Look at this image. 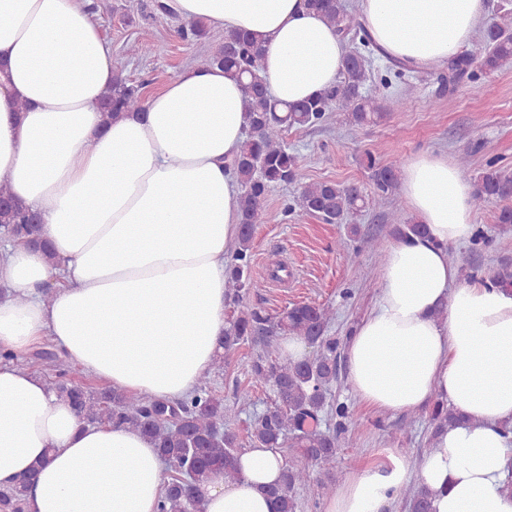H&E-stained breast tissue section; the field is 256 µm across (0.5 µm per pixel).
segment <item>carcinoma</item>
<instances>
[{
  "instance_id": "1",
  "label": "carcinoma",
  "mask_w": 512,
  "mask_h": 512,
  "mask_svg": "<svg viewBox=\"0 0 512 512\" xmlns=\"http://www.w3.org/2000/svg\"><path fill=\"white\" fill-rule=\"evenodd\" d=\"M307 6L332 24L340 37L359 40L344 61L340 80L315 97L293 105L280 106L265 87L264 48L261 40L245 32H226L224 41L205 57V63L217 65L235 76L248 78L245 118L247 135L232 162L241 185L240 235L230 261L228 294L236 305V316L224 331V356L241 343L260 338L270 345L278 336L295 335L315 348L314 356L293 362L259 354L250 364L255 383L273 392L275 401L252 421L249 446L253 448H292L285 460L281 482L270 488L279 512H297V491L309 485L313 473L334 468L349 433L350 410L341 402L332 404V388L340 382L336 339L327 335L336 312L329 305L293 303L272 316L246 303L245 297L255 270L253 239L256 227L267 223L266 199L272 188L294 186L291 209L320 218L326 224L347 225V237L358 235L356 219L372 199H392L398 189L399 170L393 163L382 164L372 155L362 165L371 185L366 194L354 184L334 181H305V157L288 148L285 134L294 127H318L330 112H343L351 126L363 127L383 115L382 102L393 86L392 78L404 72L372 73L374 49L368 40L355 4L348 0H307ZM179 36L196 43L207 37V27L193 22L178 27ZM512 60V31L492 22L483 29L472 47L448 65V83L472 79L477 71H495ZM143 85L127 77L116 76L112 91L101 108L108 119L123 112H138L144 104ZM0 225L16 240L47 249L40 237L37 218L0 189ZM498 204L494 220L512 224V169L490 161L478 175L473 204L482 209ZM389 234L394 240L424 233V225L404 221L397 212L389 216ZM489 282L512 291V262H500ZM41 363L53 372L52 386L75 409L79 419L90 425H109L137 430L149 437L161 458L171 469L161 497L159 512H205L199 486L210 474L224 470V477L238 476L237 460L243 448L236 434L224 429L228 408L212 389L201 386L178 401L126 394L108 386L90 388L66 379L64 361L50 352H38ZM336 419L335 426L320 429L322 415ZM460 418L444 403L434 404L430 415V440ZM38 468L15 485L0 489V512H24L27 489ZM409 512H431L428 494L416 485L404 488Z\"/></svg>"
}]
</instances>
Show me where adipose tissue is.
I'll list each match as a JSON object with an SVG mask.
<instances>
[{
    "instance_id": "obj_1",
    "label": "adipose tissue",
    "mask_w": 512,
    "mask_h": 512,
    "mask_svg": "<svg viewBox=\"0 0 512 512\" xmlns=\"http://www.w3.org/2000/svg\"><path fill=\"white\" fill-rule=\"evenodd\" d=\"M165 14L266 42L273 96L295 103L333 86L346 48L304 0H160ZM487 15L485 0H361L384 57L447 65ZM117 69L84 0H0V186L36 211L55 248H0V351L50 338L69 361L128 394L176 401L224 353L228 256L241 187L243 84L201 63L104 122ZM402 194L423 236L394 241L380 293L346 344L349 390L380 412L439 400L459 424L418 465L398 452L353 473L324 512H391L417 482L433 512H512V294L460 282L449 246L470 240L471 184L447 154L406 164ZM55 284L52 300L43 288ZM447 318H439V311ZM27 512H157L164 463L141 433L86 425L31 370L0 362V486L32 465ZM240 477L201 485L205 512H276L266 489L280 453L248 448Z\"/></svg>"
}]
</instances>
